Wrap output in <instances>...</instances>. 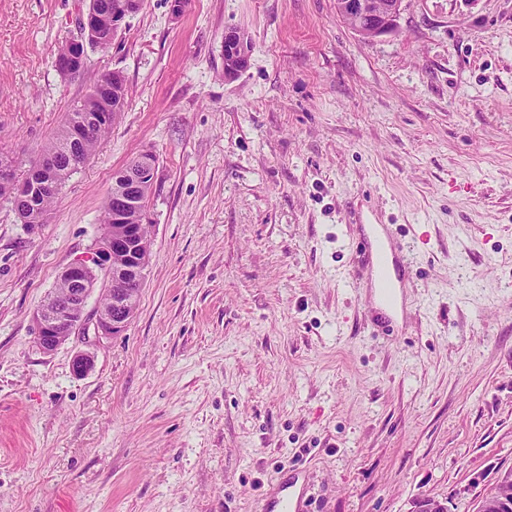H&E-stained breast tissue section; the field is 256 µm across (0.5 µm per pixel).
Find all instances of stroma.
<instances>
[{"label": "stroma", "instance_id": "obj_1", "mask_svg": "<svg viewBox=\"0 0 512 512\" xmlns=\"http://www.w3.org/2000/svg\"><path fill=\"white\" fill-rule=\"evenodd\" d=\"M88 4L0 0L19 169L101 73L128 87L46 223L0 202V512H479L512 473V0H408L370 41L335 0H144L65 80ZM146 151L132 321L43 353L34 310ZM369 224L416 272L393 336L353 278ZM249 59L250 48L241 32L233 28L225 31L224 73L228 77H234L247 68Z\"/></svg>", "mask_w": 512, "mask_h": 512}]
</instances>
